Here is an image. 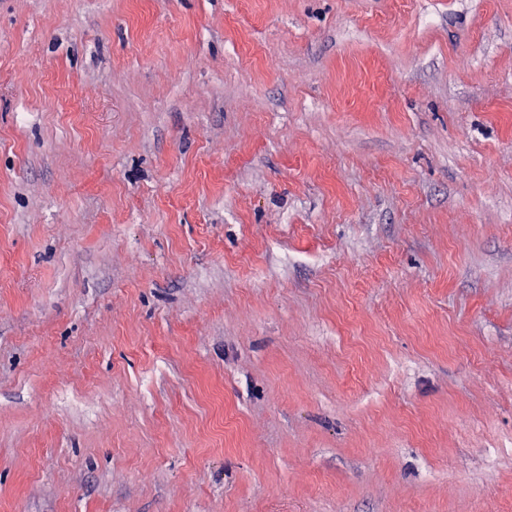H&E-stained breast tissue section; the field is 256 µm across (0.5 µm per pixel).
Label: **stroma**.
<instances>
[{
	"label": "stroma",
	"instance_id": "35a3bbf8",
	"mask_svg": "<svg viewBox=\"0 0 512 512\" xmlns=\"http://www.w3.org/2000/svg\"><path fill=\"white\" fill-rule=\"evenodd\" d=\"M0 512H512V0H0Z\"/></svg>",
	"mask_w": 512,
	"mask_h": 512
}]
</instances>
